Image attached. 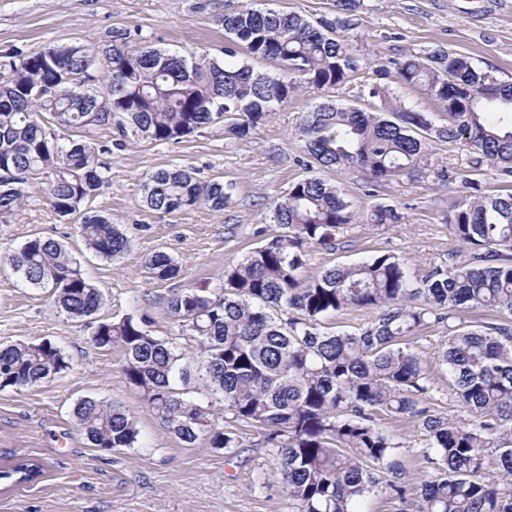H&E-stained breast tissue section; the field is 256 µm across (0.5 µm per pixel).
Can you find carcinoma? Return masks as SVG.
Returning <instances> with one entry per match:
<instances>
[{"label": "carcinoma", "mask_w": 512, "mask_h": 512, "mask_svg": "<svg viewBox=\"0 0 512 512\" xmlns=\"http://www.w3.org/2000/svg\"><path fill=\"white\" fill-rule=\"evenodd\" d=\"M224 62L195 54L135 47L124 30L104 44L108 65L97 68L92 46L58 44L52 54H0V218L13 215L37 188L61 218L76 219L85 248L109 260L128 250L126 231L91 209L109 182L101 156L111 147L90 136L117 129L150 141L180 142L219 122L231 135L250 128L298 89L345 84L359 61L336 25L310 22L295 11L242 4L221 18ZM271 63L272 76L237 60L239 50ZM416 87L448 115L434 128L423 112L402 106L374 82L358 106L317 103L298 128L315 164L357 168L368 179L396 178L416 168L431 136L465 141L496 180L512 183V82L500 81L470 57L443 47L393 58L375 70ZM74 131L84 139L71 138ZM235 184L201 182L186 167L144 177L147 207L171 214L205 205L222 211ZM391 205L351 209L336 188L316 177L293 183L274 204L277 232L224 271L208 292L184 289L168 299L171 318L197 344L194 356L153 334L144 319L98 321L92 345L123 352L122 370L150 411L184 446L232 453L235 426L265 430L294 512H367L385 493L399 512H512V189L461 199L448 209V231L466 255L424 271L411 282L406 260L384 253L338 265L305 279L307 251L335 249L349 224H397ZM23 281L52 292L74 320L92 318L99 289L59 241L35 236L0 248ZM144 269L165 281L176 261L155 252ZM366 310L372 318L351 332L329 320ZM445 324L435 353L448 375L457 413L429 401L434 377L416 350L422 331ZM70 367L50 340L0 347V391L48 383ZM202 384L220 408L192 396ZM80 431L101 450L135 448L134 416L107 400L84 398L74 410ZM409 421L423 436L422 479L398 478L404 443L382 422ZM44 473L33 458H10L0 479L31 483Z\"/></svg>", "instance_id": "carcinoma-1"}]
</instances>
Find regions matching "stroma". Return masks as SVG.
I'll return each mask as SVG.
<instances>
[{"label": "stroma", "instance_id": "35a3bbf8", "mask_svg": "<svg viewBox=\"0 0 512 512\" xmlns=\"http://www.w3.org/2000/svg\"><path fill=\"white\" fill-rule=\"evenodd\" d=\"M258 10L295 11L310 21L337 23V35L358 57L361 69L346 84L326 90L301 87L288 103L266 114L244 138L223 126L201 130L182 142H155L131 136L115 139L104 160L110 167L92 207L123 225L130 246L115 262L85 250L75 224L60 219L32 191L22 209L0 219V245L16 248L35 236L66 244L84 275L102 292L101 320L144 317L155 335L177 339L193 349L170 317L166 300L187 288L214 287L224 269L275 232L273 205L292 183L308 176L335 185L354 210L395 206L397 224H351L345 247H311L306 276L365 261L385 252L406 259L422 273L447 262L459 245L445 217L453 200L472 196L461 183L447 184L448 169L468 172L471 156L460 142L433 140L411 173L391 181H368L358 169L313 165L297 136L304 115L324 99L356 105L376 80V68L405 54L421 55L436 46L472 58L481 69L512 81V0H250ZM238 0H0V53L22 54L61 42L87 45L107 41L123 28L137 45L224 58L220 19ZM186 166L200 180L234 182L224 211L199 206L173 214L150 210L143 202V178L160 168ZM168 253L180 265L166 281L149 279L144 261ZM91 329L54 308L48 291L34 288L0 262V344L48 339L70 357L72 370L54 381L0 391V456L17 454L44 462V476L30 484H0V512H294L282 476L272 463L262 431L241 428L236 456L188 448L149 411L129 386L120 348L105 351L89 341ZM95 397L134 413L140 444L103 452L80 433L72 410Z\"/></svg>", "mask_w": 512, "mask_h": 512}]
</instances>
